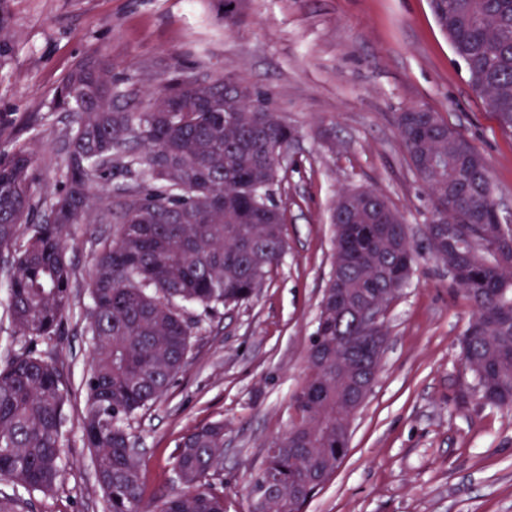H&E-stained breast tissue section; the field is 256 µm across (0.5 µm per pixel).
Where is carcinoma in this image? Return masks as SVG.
<instances>
[{"label":"carcinoma","mask_w":512,"mask_h":512,"mask_svg":"<svg viewBox=\"0 0 512 512\" xmlns=\"http://www.w3.org/2000/svg\"><path fill=\"white\" fill-rule=\"evenodd\" d=\"M437 25L464 62L468 81L505 132L512 131V0H430ZM179 112H158L169 93ZM198 85L160 81L132 110L114 108L112 67L81 63L62 82L53 108L75 115L66 133L59 186L36 195V155L16 150L0 160V254L6 253L8 314L26 346L0 364V512H31V495L65 479L64 407L69 389L58 361L37 340L58 335L72 311L75 276L65 256L68 227L90 218L108 198L112 170L140 180L131 202L102 223L117 221L115 236L93 243L85 311L92 362L84 379L82 439L93 453L107 512H224V422L182 436L174 469L178 486L144 500L140 454L131 451L129 420L154 404L184 368L191 331L182 309L213 311L248 300L264 285L286 250L283 212L271 195L270 154L292 136L268 96L252 103L233 96L211 110L197 103ZM396 117L406 158L433 201L437 234L430 253L446 267H462L456 285L473 314L461 336L464 361L482 401L512 408V236H497V203L484 156L439 113L425 106ZM391 219L378 231L372 213ZM460 227L456 244L442 235ZM332 224L335 249L326 289L341 290L351 306L364 301L387 310L410 279L416 250L402 216L373 189L339 193ZM365 331L348 315L338 320L320 302L311 337L310 372L293 396L297 412L287 435L271 443L252 480V512H301L308 500L296 480L332 475L346 456L348 408L338 394L364 370Z\"/></svg>","instance_id":"carcinoma-1"}]
</instances>
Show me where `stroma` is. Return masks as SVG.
<instances>
[{"instance_id":"1","label":"stroma","mask_w":512,"mask_h":512,"mask_svg":"<svg viewBox=\"0 0 512 512\" xmlns=\"http://www.w3.org/2000/svg\"><path fill=\"white\" fill-rule=\"evenodd\" d=\"M13 41L0 51V158L38 157L37 193L60 180L73 121L52 102L81 62L112 66L118 106L133 108L172 72L204 85L225 76L268 94L294 134L288 148L286 252L247 301L190 307L192 348L166 394L130 420L144 496L177 484L180 438L224 423L225 512H251L250 480L294 417L307 375L318 305L332 272L331 216L339 191L369 187L400 212L418 252L413 274L384 316L381 368L350 427L335 475L302 512H512V409L484 405L460 337L469 301L432 258V200L409 167L398 113L427 106L487 160L501 223L512 226V134L471 88L429 0H0ZM115 225H71L73 310L56 353L65 405L64 484L36 495L33 512H105L82 442L90 342L84 310L95 237Z\"/></svg>"}]
</instances>
